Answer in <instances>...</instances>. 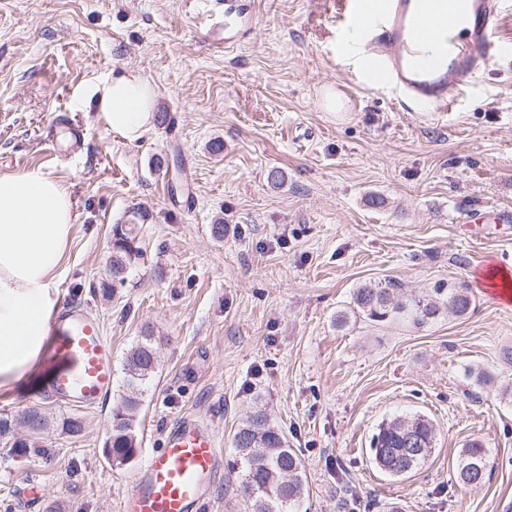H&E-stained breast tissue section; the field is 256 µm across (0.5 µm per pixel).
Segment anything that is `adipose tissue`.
<instances>
[{
  "label": "adipose tissue",
  "mask_w": 512,
  "mask_h": 512,
  "mask_svg": "<svg viewBox=\"0 0 512 512\" xmlns=\"http://www.w3.org/2000/svg\"><path fill=\"white\" fill-rule=\"evenodd\" d=\"M88 95L108 133L134 143L152 130L157 91L141 75L112 73ZM76 220L60 180L39 170L0 175V392L36 375Z\"/></svg>",
  "instance_id": "1"
}]
</instances>
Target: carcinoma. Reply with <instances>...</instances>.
<instances>
[{"instance_id": "obj_1", "label": "carcinoma", "mask_w": 512, "mask_h": 512, "mask_svg": "<svg viewBox=\"0 0 512 512\" xmlns=\"http://www.w3.org/2000/svg\"><path fill=\"white\" fill-rule=\"evenodd\" d=\"M138 224H116L112 228V252L108 257V280L102 282V293L112 296L115 288L126 283L129 272L144 259ZM396 285L384 288L362 287L354 293L356 309L368 319L387 321L397 315L416 325L434 318L440 306L463 315L471 307L472 297L466 284H450L435 288L436 298L409 303L395 301ZM156 348L152 337L145 336L127 353L124 364L120 404L112 411V465L131 462L137 451L136 423L141 410V387L155 370ZM240 464L242 480L251 512H294L296 504L307 492L303 463L288 446L285 435L273 426L260 409L249 414L238 426L232 439ZM434 426L423 415L402 416L385 420L370 441L372 462L389 476H403L423 465L432 453ZM43 449L36 442L17 441L8 454L23 459L38 455ZM486 458L485 449L476 442L461 449L456 463L457 480L469 472V466Z\"/></svg>"}]
</instances>
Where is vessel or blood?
<instances>
[{
  "mask_svg": "<svg viewBox=\"0 0 512 512\" xmlns=\"http://www.w3.org/2000/svg\"><path fill=\"white\" fill-rule=\"evenodd\" d=\"M347 32L368 84L392 89L406 110L447 111L455 94L503 58L499 37L504 0H339ZM206 36L215 46L249 23L245 9L225 0L208 16ZM46 398L61 406H95L114 384L112 343L99 323L67 307L48 323ZM217 438L208 424L184 416L162 448L135 474L120 512H202L218 476Z\"/></svg>",
  "mask_w": 512,
  "mask_h": 512,
  "instance_id": "1",
  "label": "vessel or blood"
}]
</instances>
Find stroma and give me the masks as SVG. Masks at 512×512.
<instances>
[{
    "label": "stroma",
    "mask_w": 512,
    "mask_h": 512,
    "mask_svg": "<svg viewBox=\"0 0 512 512\" xmlns=\"http://www.w3.org/2000/svg\"><path fill=\"white\" fill-rule=\"evenodd\" d=\"M211 2L0 0V174L38 169L69 186L77 223L60 302L101 324L115 367L141 336L157 350L124 466L103 454L121 383L90 409L57 406L36 379L0 393L12 425L0 512H119L147 450L186 415L217 434L204 512H249L232 437L258 409L302 459L300 512H512V398L476 380L512 385V305L483 289L491 269L512 268V227L458 221L475 206L512 211V56L447 111L407 112L365 82L329 0H260L221 48L204 30ZM122 70L154 82L166 116L132 144L83 101ZM328 92L338 111L324 109ZM56 115L83 129L57 161L44 139ZM131 209L147 215L144 259L107 299L112 227ZM391 282L405 300L463 282L472 305L422 325L354 311L356 288ZM32 411L46 423L42 452L19 466L6 445L29 439ZM417 414L434 424L433 452L390 477L369 459L371 436ZM473 441L490 476L465 487L455 465Z\"/></svg>",
    "instance_id": "stroma-1"
}]
</instances>
